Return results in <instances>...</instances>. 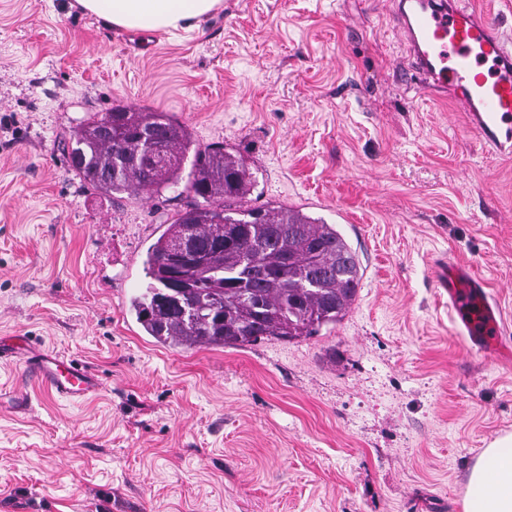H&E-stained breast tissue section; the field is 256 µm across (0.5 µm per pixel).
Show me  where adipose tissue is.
Here are the masks:
<instances>
[{"mask_svg":"<svg viewBox=\"0 0 512 512\" xmlns=\"http://www.w3.org/2000/svg\"><path fill=\"white\" fill-rule=\"evenodd\" d=\"M90 15L127 32L176 33L198 26L222 0H78ZM463 512H512V433L495 438L473 466Z\"/></svg>","mask_w":512,"mask_h":512,"instance_id":"ef3b65f1","label":"adipose tissue"}]
</instances>
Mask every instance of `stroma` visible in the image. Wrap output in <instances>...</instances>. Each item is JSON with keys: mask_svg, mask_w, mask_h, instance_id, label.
<instances>
[{"mask_svg": "<svg viewBox=\"0 0 512 512\" xmlns=\"http://www.w3.org/2000/svg\"><path fill=\"white\" fill-rule=\"evenodd\" d=\"M118 104L242 158L245 207L336 225L364 270L345 317L238 348L146 336L130 300L186 200L103 195L63 150ZM443 258L512 345V160L421 93L390 0H224L174 35L0 0V338L102 383L69 400L0 359V512H463L512 433V361L457 333Z\"/></svg>", "mask_w": 512, "mask_h": 512, "instance_id": "obj_1", "label": "stroma"}]
</instances>
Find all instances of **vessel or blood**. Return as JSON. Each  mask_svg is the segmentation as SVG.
<instances>
[{
	"label": "vessel or blood",
	"instance_id": "obj_1",
	"mask_svg": "<svg viewBox=\"0 0 512 512\" xmlns=\"http://www.w3.org/2000/svg\"><path fill=\"white\" fill-rule=\"evenodd\" d=\"M392 12L422 91L452 94L485 147L511 158L512 40L458 0H393ZM438 284L472 342L489 348L501 332L500 309L483 283L452 262L440 266ZM26 362L57 396L84 399L99 389L94 372L58 354L32 351Z\"/></svg>",
	"mask_w": 512,
	"mask_h": 512
}]
</instances>
